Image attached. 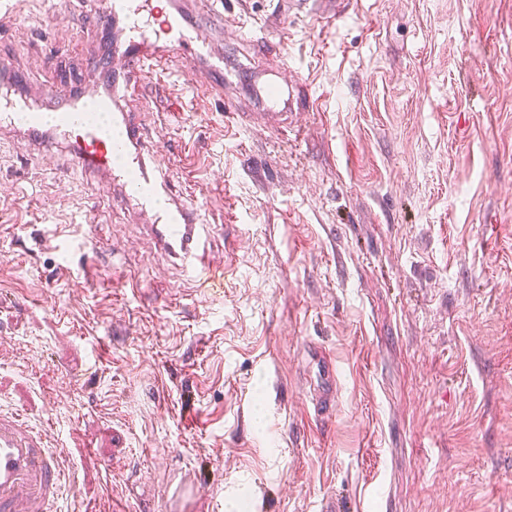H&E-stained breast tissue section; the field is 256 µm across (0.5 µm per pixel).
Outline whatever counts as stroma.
Returning <instances> with one entry per match:
<instances>
[{"instance_id":"obj_1","label":"stroma","mask_w":512,"mask_h":512,"mask_svg":"<svg viewBox=\"0 0 512 512\" xmlns=\"http://www.w3.org/2000/svg\"><path fill=\"white\" fill-rule=\"evenodd\" d=\"M275 3L218 0L214 38L278 41ZM58 6L0 0L17 94L106 82L85 51L106 52L104 31ZM254 56L225 43L230 90L248 93ZM282 62L315 98L282 134L175 85L176 55L129 82L144 140L183 157L173 196L232 262L213 302L100 176L57 179L66 148L0 132V409L64 449L58 512H169L194 481L192 512H316L331 495L512 512V0H350L322 28L290 17L265 67ZM86 222L119 255L73 249Z\"/></svg>"}]
</instances>
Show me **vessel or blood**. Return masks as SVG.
I'll return each instance as SVG.
<instances>
[{
    "mask_svg": "<svg viewBox=\"0 0 512 512\" xmlns=\"http://www.w3.org/2000/svg\"><path fill=\"white\" fill-rule=\"evenodd\" d=\"M213 4L214 0H83L85 11L100 25L122 23L123 46L109 60L89 59L92 70L113 74V83L71 96L52 123H45L36 101L0 88V129L23 131L38 144L68 146L76 169L97 172L117 185L149 217L156 245L184 268L204 295L223 288L228 260L210 255V225L195 223L187 207L170 195L165 177L170 159L143 144L137 122L140 104L130 99L127 82L152 75L168 53L192 64L203 58L223 64L206 22ZM345 7L346 0H288L289 12L322 19L340 17ZM202 86L221 96L225 111L239 121L260 119L283 130L290 125L293 110L306 108L311 99L305 82L293 84L276 75L253 86L258 107L245 112L240 98L225 93L214 73L203 74ZM65 463L61 451L51 447L46 430L20 414L0 410V512H53L69 487Z\"/></svg>",
    "mask_w": 512,
    "mask_h": 512,
    "instance_id": "1",
    "label": "vessel or blood"
}]
</instances>
